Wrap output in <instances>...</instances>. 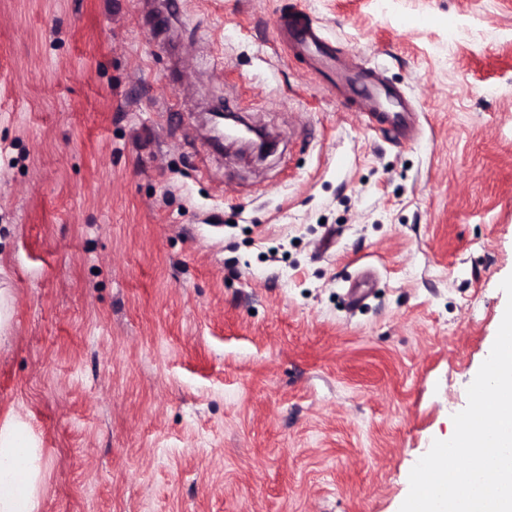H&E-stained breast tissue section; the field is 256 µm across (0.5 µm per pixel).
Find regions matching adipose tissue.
Masks as SVG:
<instances>
[{
	"mask_svg": "<svg viewBox=\"0 0 512 512\" xmlns=\"http://www.w3.org/2000/svg\"><path fill=\"white\" fill-rule=\"evenodd\" d=\"M40 450L16 416L0 422V512H39Z\"/></svg>",
	"mask_w": 512,
	"mask_h": 512,
	"instance_id": "1",
	"label": "adipose tissue"
}]
</instances>
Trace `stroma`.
Segmentation results:
<instances>
[{"mask_svg": "<svg viewBox=\"0 0 512 512\" xmlns=\"http://www.w3.org/2000/svg\"><path fill=\"white\" fill-rule=\"evenodd\" d=\"M178 2L161 44L162 0H0V420L41 512H399L506 308L512 0ZM291 9L418 141L341 105ZM227 99L272 154L211 144Z\"/></svg>", "mask_w": 512, "mask_h": 512, "instance_id": "35a3bbf8", "label": "stroma"}]
</instances>
